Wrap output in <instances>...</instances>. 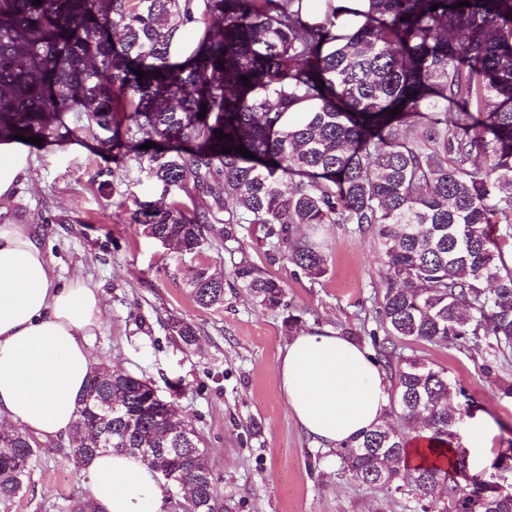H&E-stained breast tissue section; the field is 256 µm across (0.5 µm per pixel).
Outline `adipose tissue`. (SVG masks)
<instances>
[{
    "instance_id": "adipose-tissue-1",
    "label": "adipose tissue",
    "mask_w": 512,
    "mask_h": 512,
    "mask_svg": "<svg viewBox=\"0 0 512 512\" xmlns=\"http://www.w3.org/2000/svg\"><path fill=\"white\" fill-rule=\"evenodd\" d=\"M28 166L26 146L0 140V203ZM102 300L82 279L62 281L32 225L0 222V425L44 440L67 438L92 368L89 338ZM281 393L303 431L327 446L356 437L385 416L389 382L362 346L329 329L304 331L278 364ZM101 512H165L141 459L99 454L85 466Z\"/></svg>"
}]
</instances>
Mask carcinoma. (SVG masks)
<instances>
[{
	"label": "carcinoma",
	"mask_w": 512,
	"mask_h": 512,
	"mask_svg": "<svg viewBox=\"0 0 512 512\" xmlns=\"http://www.w3.org/2000/svg\"><path fill=\"white\" fill-rule=\"evenodd\" d=\"M459 2L0 0V138L46 139L81 107L88 127L112 133L106 144L114 113H129L127 143L166 199L136 203L131 223L186 253L210 237L238 244L230 275L264 309L280 308L285 289L240 245L243 225L314 280L327 257L299 228L354 224L374 237L384 289L372 343L402 425L382 419L338 456L365 485L409 486L419 502L443 487L451 512H512V483L469 475L462 455L475 398L396 346L484 340L486 375L512 355V0ZM195 14L196 47L173 64L171 39ZM342 15L363 21L341 34ZM229 145L256 158L222 153ZM188 286L199 306L224 304L212 265ZM168 328L196 344L193 322L172 315ZM149 385L94 366L68 439L74 468L99 453L137 456L172 512H215L208 456L192 452L199 431L151 401ZM416 424L435 460L412 467ZM37 452L24 429L0 428V500L26 493ZM492 468L512 472V440Z\"/></svg>",
	"instance_id": "1"
}]
</instances>
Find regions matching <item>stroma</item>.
<instances>
[{"label": "stroma", "mask_w": 512, "mask_h": 512, "mask_svg": "<svg viewBox=\"0 0 512 512\" xmlns=\"http://www.w3.org/2000/svg\"><path fill=\"white\" fill-rule=\"evenodd\" d=\"M63 121L66 133L29 144L30 165L6 212L34 226L62 278L77 275L97 288L105 326L90 341L92 362L152 381L192 420L224 512H442L445 494L423 509L409 491L356 481L335 448L303 432L280 392L279 358L300 332L330 328L371 346L384 279L376 241L352 225H330L324 236L329 271L313 280L274 260L273 245L243 226V247L282 281L283 306L262 309L229 279L223 306L199 307L188 280L204 262L230 269L229 251L213 239L199 253L182 254L142 235L130 212L136 203L159 199L154 181L133 154L102 145L85 113H65ZM292 313L300 317L294 325ZM171 315L197 325L192 350L170 336ZM401 347L447 369L474 394L491 435L469 467L489 471L512 439V399L501 391L512 381V364L488 376L481 371L484 349L407 340ZM87 482L74 469L67 442L41 445L29 491L0 500V512H69L73 500L88 497Z\"/></svg>", "instance_id": "stroma-1"}]
</instances>
